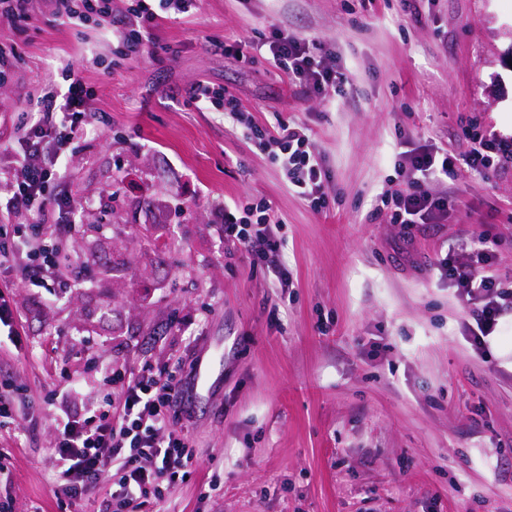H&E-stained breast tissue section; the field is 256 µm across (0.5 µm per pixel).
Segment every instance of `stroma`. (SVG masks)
I'll return each mask as SVG.
<instances>
[{
    "instance_id": "obj_1",
    "label": "stroma",
    "mask_w": 512,
    "mask_h": 512,
    "mask_svg": "<svg viewBox=\"0 0 512 512\" xmlns=\"http://www.w3.org/2000/svg\"><path fill=\"white\" fill-rule=\"evenodd\" d=\"M276 28L320 40L346 94L319 103L265 58H238V40ZM153 33L159 54L138 57L108 20L75 29L47 0L26 22L0 15V44L18 54L0 85V141L17 138L30 98L65 92L59 71L78 58L98 115L66 152L85 206L62 249L83 282L61 299L10 291L22 346L0 348V381L31 402L20 430H0V498L12 512H104L102 489L54 497L41 398L65 377L94 395L116 358L171 367L220 343V374L190 408L201 465L161 512H512V315L479 353L454 288L428 269L441 247L485 233L494 270L512 273V170L429 182L454 201L434 224L371 216L400 183L399 141L459 157L472 121L512 139V0H197ZM201 81L259 126L310 128L326 210L242 127L187 104ZM243 196L283 221L287 293L224 249L210 211Z\"/></svg>"
}]
</instances>
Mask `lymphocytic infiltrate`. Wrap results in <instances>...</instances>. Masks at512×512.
Here are the masks:
<instances>
[{
	"instance_id": "1",
	"label": "lymphocytic infiltrate",
	"mask_w": 512,
	"mask_h": 512,
	"mask_svg": "<svg viewBox=\"0 0 512 512\" xmlns=\"http://www.w3.org/2000/svg\"><path fill=\"white\" fill-rule=\"evenodd\" d=\"M194 7L195 0H129L125 14L114 24L115 33L133 53L153 56L159 45L151 28L158 15L176 19ZM255 48L290 81L308 82L317 98L346 92L348 74L330 61L320 42L278 29ZM61 77L67 84L65 93L49 92L34 102L22 126L21 148L0 144V279L13 288H61L60 239L78 227L81 204L67 190L65 147L92 133L97 118L87 104L94 90L84 82L78 64H66ZM190 99L211 104L250 130L252 141L270 152L295 193L312 210L326 209L328 175L311 149L304 123L279 119L270 128H260L236 108L223 88L203 83L193 88ZM470 135L473 148L461 158L429 144L398 153L395 169L405 187L381 198L382 204L393 207L391 223L410 228L447 214V195L428 193L427 182L455 178L463 169L485 178L512 166V141L475 129ZM211 215L224 227L225 245L243 251L250 266L261 268L275 287H289L290 277L281 262L283 241L268 231L276 221L269 206L243 199L215 207ZM486 242L483 234L458 241L432 264L468 309L469 336L478 347L499 320L512 313V275L492 272ZM460 252L466 254V262L457 261ZM105 371L108 390L87 399L79 411L54 418L55 491L68 499L81 498L106 483L122 512H144L199 465L182 422L181 396L193 367L181 359L172 371L145 363L133 372L117 360ZM114 384L121 387L117 399L110 391Z\"/></svg>"
}]
</instances>
